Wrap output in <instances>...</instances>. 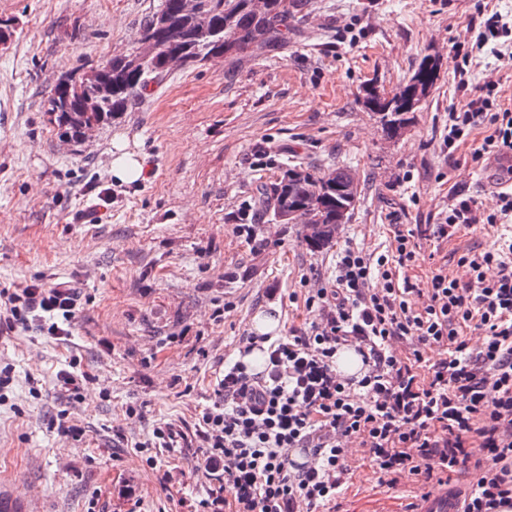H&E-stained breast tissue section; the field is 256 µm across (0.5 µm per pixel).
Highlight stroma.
I'll list each match as a JSON object with an SVG mask.
<instances>
[{"label": "stroma", "instance_id": "stroma-1", "mask_svg": "<svg viewBox=\"0 0 512 512\" xmlns=\"http://www.w3.org/2000/svg\"><path fill=\"white\" fill-rule=\"evenodd\" d=\"M160 3L0 0L15 25L0 48V288L44 277L80 289L66 339L0 335V367L12 369L0 389V500L22 512H199L216 485L199 413L255 316L278 313L287 335L308 317L303 280L331 277L338 247L381 249L394 214L435 224L451 198L488 202L497 175L469 145L450 157L439 145L462 98L450 50L470 0H309L287 45L230 76L221 61L172 71L85 142H67L47 112L51 88L130 50ZM426 57L439 79L405 132L387 137L363 89L399 87ZM120 142L143 162L137 179L109 174ZM289 165L355 174L359 199L331 245L311 247L302 225L265 211L254 238L239 235L243 209ZM97 187L112 206L92 224L83 215ZM487 239L473 228L421 240L413 278L427 282L435 263L465 278L456 250ZM64 369L92 377L77 398L57 386ZM62 421L82 436L60 432ZM162 423L179 447H142ZM416 502L361 460L335 512Z\"/></svg>", "mask_w": 512, "mask_h": 512}]
</instances>
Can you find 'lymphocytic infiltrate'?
<instances>
[{
	"mask_svg": "<svg viewBox=\"0 0 512 512\" xmlns=\"http://www.w3.org/2000/svg\"><path fill=\"white\" fill-rule=\"evenodd\" d=\"M474 11L476 47L455 52L454 75L476 93L449 109L441 149L451 154L467 142L476 165L491 155L507 160L497 189L486 204L454 199L439 223L395 225L383 252L340 247L334 276L305 291L312 321L285 336L246 337L199 414L205 467L221 479L211 502L227 512H331L347 489L355 439L388 488L409 475L444 486L470 464L464 512H512V240L463 251L464 283L440 266L426 288L408 274L419 237L512 222V106L499 82H468L476 49L491 47L512 65V24L492 0H476ZM481 127L488 135L473 141ZM78 301L63 283L2 288L0 329L35 325L62 338ZM471 331L480 347L470 346ZM256 350L258 371L244 361ZM345 350L360 357L359 374L339 370ZM485 454L494 467L480 465Z\"/></svg>",
	"mask_w": 512,
	"mask_h": 512,
	"instance_id": "1",
	"label": "lymphocytic infiltrate"
}]
</instances>
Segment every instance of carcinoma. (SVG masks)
I'll list each match as a JSON object with an SVG mask.
<instances>
[{
    "instance_id": "cac0c4a2",
    "label": "carcinoma",
    "mask_w": 512,
    "mask_h": 512,
    "mask_svg": "<svg viewBox=\"0 0 512 512\" xmlns=\"http://www.w3.org/2000/svg\"><path fill=\"white\" fill-rule=\"evenodd\" d=\"M307 7L308 0H269L266 12L258 15L248 0H195L192 8L186 7L185 0H161L160 9L140 27L128 60H112L100 78L78 89L61 91L54 85L48 112L56 113L60 135L76 140L83 125L108 123L127 111L150 82H161L169 72V57L179 56L186 68L220 55L232 65L245 56L287 43L292 23ZM438 78L436 64L427 57L410 81L417 82L425 98ZM84 97L98 100V111H83L78 102ZM380 119L383 132L391 136L394 126L409 120L406 102H393ZM354 180L350 169L339 167L334 170V185L329 186L319 172L289 166L280 181L261 189L258 202L276 215L287 206L313 204L321 223L334 224L336 205L342 200L336 190Z\"/></svg>"
}]
</instances>
